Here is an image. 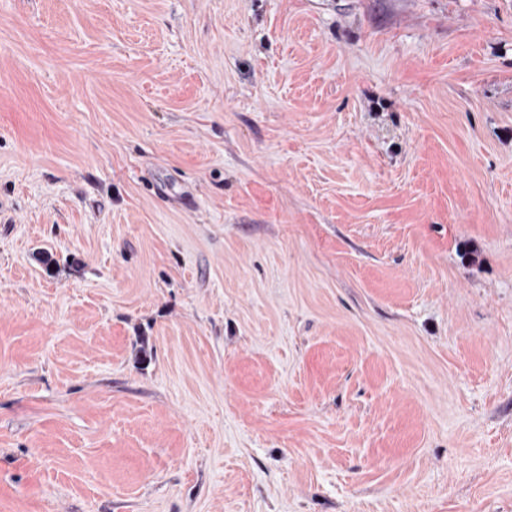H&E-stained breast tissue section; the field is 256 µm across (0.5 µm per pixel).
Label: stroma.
Wrapping results in <instances>:
<instances>
[{
  "instance_id": "1",
  "label": "stroma",
  "mask_w": 512,
  "mask_h": 512,
  "mask_svg": "<svg viewBox=\"0 0 512 512\" xmlns=\"http://www.w3.org/2000/svg\"><path fill=\"white\" fill-rule=\"evenodd\" d=\"M0 512H512V0H0Z\"/></svg>"
}]
</instances>
